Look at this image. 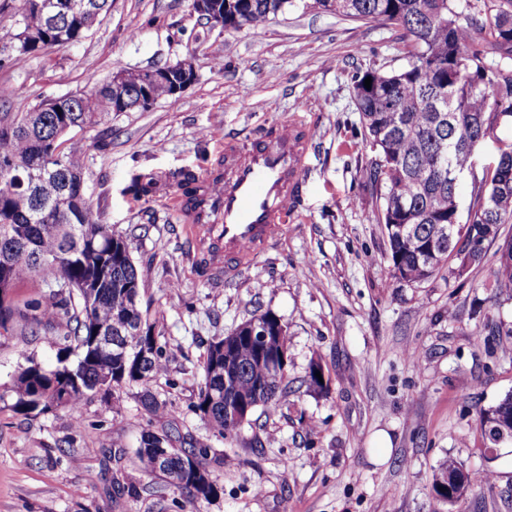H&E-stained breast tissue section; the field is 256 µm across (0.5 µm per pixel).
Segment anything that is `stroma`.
Masks as SVG:
<instances>
[{"instance_id": "obj_1", "label": "stroma", "mask_w": 512, "mask_h": 512, "mask_svg": "<svg viewBox=\"0 0 512 512\" xmlns=\"http://www.w3.org/2000/svg\"><path fill=\"white\" fill-rule=\"evenodd\" d=\"M24 0H0V113L88 94L119 68L188 62L194 83L144 111L116 112L78 131L84 191L100 222L126 238L141 281L139 305L156 321L167 371L142 385L89 396L80 419L56 409L22 415L7 392L24 358L57 363L50 337L0 334V512H512V443L487 453L476 408L512 393V293L488 287L498 240L483 265L447 266L420 283L399 280L366 184L376 157L354 98L356 76L404 62L400 29L295 6L238 32L210 30L192 0H113L88 36L18 56ZM300 117L313 139L296 220L237 276L199 268L180 196L182 172L205 188L224 153L267 124ZM512 142L502 126L460 183ZM148 185L135 193L133 181ZM288 327L289 389L221 436L196 404L210 343L253 315ZM328 388L308 391L312 362ZM179 431L230 456L214 469L223 490L187 502L134 454L143 430ZM125 456L109 457L112 444ZM454 457L478 477L462 499L439 502L435 468Z\"/></svg>"}]
</instances>
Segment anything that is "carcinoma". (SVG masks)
I'll list each match as a JSON object with an SVG mask.
<instances>
[{"label": "carcinoma", "instance_id": "carcinoma-1", "mask_svg": "<svg viewBox=\"0 0 512 512\" xmlns=\"http://www.w3.org/2000/svg\"><path fill=\"white\" fill-rule=\"evenodd\" d=\"M296 0H224V24L239 30L276 16ZM112 0H24L16 20L17 52L26 55L63 48L87 37ZM325 12L393 25L403 31L406 65L388 73L367 71L354 84L362 126L377 151L367 182L380 191L389 259L396 275L420 283L438 273L455 254L471 252L472 230L512 224V144L486 169L474 187V201L461 221L456 173L472 166L476 150L512 123V10L486 6L480 25L462 22L457 0H312ZM123 90L135 104L149 70H122ZM371 78V88L364 80ZM58 99L42 101L25 112L0 116V165L12 173L0 178V329L20 326L26 333L54 337L60 351H77V362L58 360L45 368L25 359L10 393L14 410L30 414L63 408L72 414L91 393L125 384L144 386L142 404L153 414L163 407L149 384L165 371L155 323L138 308L140 279L129 245L112 225L95 218L83 192V146L72 135L112 116V86L105 80L87 97L88 111L64 112ZM69 132L54 147L42 141L62 128ZM183 195L203 217L204 197L196 177L186 173ZM490 273L495 287L512 292V239L498 248ZM35 283L38 297L16 299L15 288ZM267 325L269 350L288 348L287 326L265 312L247 323ZM112 347L96 343L98 328ZM210 343L196 409L218 434L240 425L224 415V402L242 398L254 407L269 406L287 394L284 373L273 374L256 357L255 346L239 344L229 368L221 346ZM233 377L224 389L222 371ZM476 420L494 446L512 442V394L494 407L476 409ZM164 446L168 469L183 475L174 484L192 503L221 491L210 463L229 466V457H210L211 449L173 445L166 432L141 434L135 454L148 465L149 449ZM475 481L453 457L439 464L432 489L441 500L457 501Z\"/></svg>", "mask_w": 512, "mask_h": 512}]
</instances>
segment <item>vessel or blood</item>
<instances>
[{"mask_svg":"<svg viewBox=\"0 0 512 512\" xmlns=\"http://www.w3.org/2000/svg\"><path fill=\"white\" fill-rule=\"evenodd\" d=\"M310 144L309 128L297 120L268 125L243 147L225 141L224 175L212 181L206 198L211 223L196 224L192 204L177 199L192 222L196 256L209 271L234 277L284 234L302 194Z\"/></svg>","mask_w":512,"mask_h":512,"instance_id":"obj_1","label":"vessel or blood"}]
</instances>
